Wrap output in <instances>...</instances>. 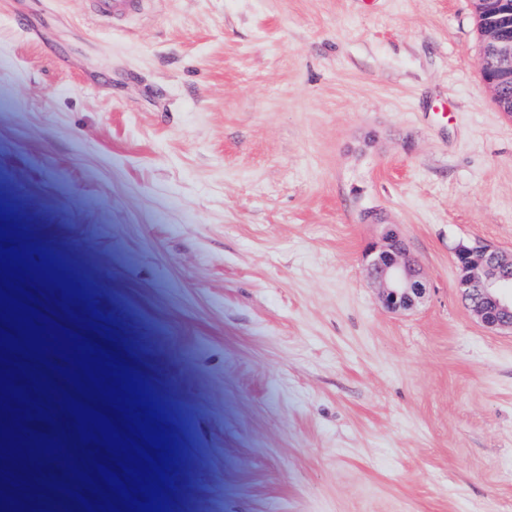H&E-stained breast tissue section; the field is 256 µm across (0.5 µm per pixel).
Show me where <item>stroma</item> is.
<instances>
[{"label": "stroma", "mask_w": 512, "mask_h": 512, "mask_svg": "<svg viewBox=\"0 0 512 512\" xmlns=\"http://www.w3.org/2000/svg\"><path fill=\"white\" fill-rule=\"evenodd\" d=\"M480 52L472 0H0L26 507L131 512L91 475L125 454L71 427L109 402L74 332L160 406L167 512H512V334L453 263L512 251ZM386 224L430 286L411 312L366 272ZM97 16L101 19H119L142 4V0H95Z\"/></svg>", "instance_id": "35a3bbf8"}]
</instances>
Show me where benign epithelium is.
Instances as JSON below:
<instances>
[{
  "label": "benign epithelium",
  "mask_w": 512,
  "mask_h": 512,
  "mask_svg": "<svg viewBox=\"0 0 512 512\" xmlns=\"http://www.w3.org/2000/svg\"><path fill=\"white\" fill-rule=\"evenodd\" d=\"M483 37L494 52V70L499 75L485 85L498 96L503 81L512 78V39L495 20L484 27ZM365 261L388 311L407 312L424 303L427 282L396 225H383L378 240L367 247ZM454 262L458 291L482 325L494 332L512 333V252L490 244H460L454 249Z\"/></svg>",
  "instance_id": "benign-epithelium-1"
}]
</instances>
